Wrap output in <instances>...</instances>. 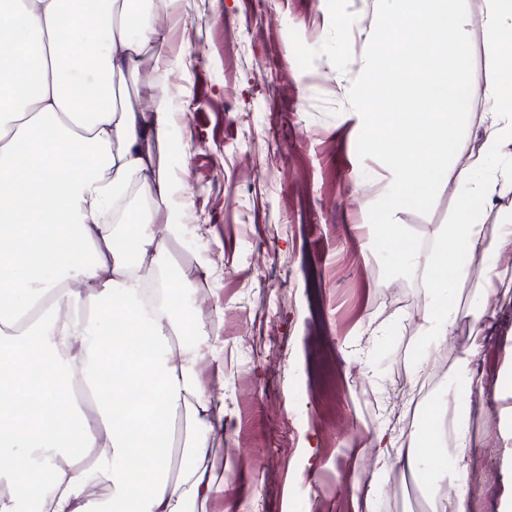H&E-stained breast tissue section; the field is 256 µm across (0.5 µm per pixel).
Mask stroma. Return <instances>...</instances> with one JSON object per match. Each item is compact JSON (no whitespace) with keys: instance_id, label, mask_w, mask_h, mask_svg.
<instances>
[{"instance_id":"35a3bbf8","label":"stroma","mask_w":512,"mask_h":512,"mask_svg":"<svg viewBox=\"0 0 512 512\" xmlns=\"http://www.w3.org/2000/svg\"><path fill=\"white\" fill-rule=\"evenodd\" d=\"M376 13L377 0H175L167 42L136 61L131 97L148 111L167 87L175 117L161 150L175 184L165 217L182 228L170 243L175 299L224 343L223 372L202 378L231 419L219 451L236 458L234 496L208 512H362L356 488L372 478L377 512H430L426 485L407 474L391 485L364 446L372 428L405 436L428 286L420 272L384 279L368 222L391 175L359 160L348 92ZM486 110L474 92L432 211L395 214L424 252L454 219L460 168L512 165L510 152L483 153ZM496 313L477 363L489 414L470 419L476 512H496L512 449L495 415L512 389V304Z\"/></svg>"}]
</instances>
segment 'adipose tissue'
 Returning a JSON list of instances; mask_svg holds the SVG:
<instances>
[{"instance_id": "adipose-tissue-1", "label": "adipose tissue", "mask_w": 512, "mask_h": 512, "mask_svg": "<svg viewBox=\"0 0 512 512\" xmlns=\"http://www.w3.org/2000/svg\"><path fill=\"white\" fill-rule=\"evenodd\" d=\"M0 9V512H24L43 483L40 512H206L229 492L232 457L212 448L224 403L201 366L207 338L187 343L193 320L174 302L144 311V268L165 269L180 228L155 229L173 186L151 146L168 139L167 90L153 112L116 102L112 82L141 50L165 40L143 0H9ZM485 149L512 145V0H483ZM150 174L148 216L110 218L132 179ZM469 269L428 290L416 371L442 354L461 317L455 296ZM401 448L387 430H367L379 467L428 475L432 512H472L477 464L467 419L435 407ZM452 447L451 465L416 454ZM103 484L105 498L92 488Z\"/></svg>"}]
</instances>
